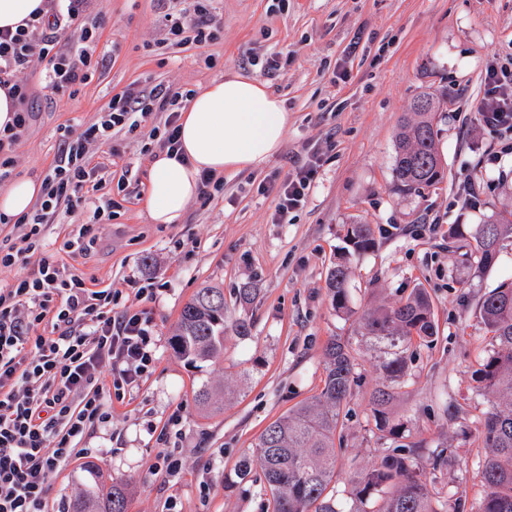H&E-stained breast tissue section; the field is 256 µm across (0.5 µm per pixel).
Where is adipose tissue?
<instances>
[{"label": "adipose tissue", "instance_id": "1", "mask_svg": "<svg viewBox=\"0 0 512 512\" xmlns=\"http://www.w3.org/2000/svg\"><path fill=\"white\" fill-rule=\"evenodd\" d=\"M180 141L186 156H150L142 205L154 224H176L196 197L202 170L237 174L266 165L279 153L288 127L284 101L266 84L238 75L212 80L184 110ZM41 185L19 178L0 191V216L15 219L29 212Z\"/></svg>", "mask_w": 512, "mask_h": 512}]
</instances>
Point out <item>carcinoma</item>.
I'll list each match as a JSON object with an SVG mask.
<instances>
[{
  "label": "carcinoma",
  "mask_w": 512,
  "mask_h": 512,
  "mask_svg": "<svg viewBox=\"0 0 512 512\" xmlns=\"http://www.w3.org/2000/svg\"><path fill=\"white\" fill-rule=\"evenodd\" d=\"M439 98L422 93L414 101V117L401 126L393 168L394 189L402 195L418 193L440 183L444 169L436 149L437 130L433 112ZM457 248H474L483 267L495 263L501 243L512 240V211L490 217L471 231L462 224L449 231ZM352 253L361 256L375 246L371 225L353 224L347 230ZM349 268L337 264L327 273L331 306L348 309ZM484 328L496 347L472 375L477 389L492 410L485 418L483 444L487 449L481 476L486 487L477 512H512V282L501 283L485 294L479 304ZM361 336L373 340L383 357L379 363L386 383L371 399L378 440L395 446L380 449L369 466L353 479V507H339L329 487L335 475L336 441L341 439L346 406L358 385L357 358L348 338L333 336L324 352L323 386L272 423L259 436L254 457L261 470L263 495L269 512H461L459 500H438L417 462L419 444L399 443L406 438V422L391 412L400 396V380L407 374L410 349L436 333L430 298L414 288L406 299L365 311ZM250 332L244 320L229 321L224 289L200 288L183 308L176 334L175 353L195 366L224 353V334ZM198 405L211 411L214 388L205 381L195 392ZM127 489L116 483H94L73 504L72 512H127Z\"/></svg>",
  "instance_id": "obj_1"
}]
</instances>
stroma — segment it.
I'll return each instance as SVG.
<instances>
[{
    "label": "stroma",
    "mask_w": 512,
    "mask_h": 512,
    "mask_svg": "<svg viewBox=\"0 0 512 512\" xmlns=\"http://www.w3.org/2000/svg\"><path fill=\"white\" fill-rule=\"evenodd\" d=\"M223 21L208 45L165 46L162 11L152 0H96L97 52L105 66L74 97L39 100L37 119L16 152L13 178L42 179L65 131H80L112 95L151 80L199 91L227 73L265 83L284 100L288 127L281 151L262 168L228 175L208 204L192 200L180 223L153 224L142 209L148 178L145 129L116 133L108 171L125 176L130 201L105 225L95 250L67 260L89 287L122 289L155 325L156 361L138 389L113 402L112 423L84 441L104 482L125 483L128 512H265L266 500L239 466L266 426L322 386L323 350L350 338L361 375L344 421L345 442L332 482L350 506L352 472L379 446L370 397L382 380L380 352L361 336L360 317L427 291L437 334L417 347L401 382L396 413L420 443L419 465L442 496L474 512L484 495L479 467L489 405L472 372L494 340L481 328L477 304L512 278V242L495 264L478 267L450 247L448 228L477 225L512 209V155L483 127L474 105L490 59L512 57V0H215ZM290 50L275 75L264 60ZM424 92L440 95L437 149L445 177L403 196L393 190L396 134L404 113ZM323 163L305 206L287 224L272 223L275 190L295 161ZM369 224L373 251L353 260L349 312L333 310L326 276L346 228ZM152 277L155 299L137 302L135 280ZM223 288L231 319L250 333H227L224 356L189 367L171 345L175 324L198 288ZM254 289L250 302L238 291ZM227 384L220 410L202 412V382ZM178 423H171V416ZM182 467L157 469L160 429ZM447 448L452 464L435 475L430 462ZM91 481L83 463L63 468L50 497L70 512Z\"/></svg>",
    "instance_id": "35a3bbf8"
}]
</instances>
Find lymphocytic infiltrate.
Instances as JSON below:
<instances>
[{"label": "lymphocytic infiltrate", "instance_id": "lymphocytic-infiltrate-1", "mask_svg": "<svg viewBox=\"0 0 512 512\" xmlns=\"http://www.w3.org/2000/svg\"><path fill=\"white\" fill-rule=\"evenodd\" d=\"M92 0H45L15 29L0 30V88L17 108L0 129V180L35 119L39 91L25 73L41 67L44 90L53 96L87 83L103 66L97 58L100 22ZM166 9L167 40L181 46L217 40L222 28L211 0L192 9ZM185 96L158 83L113 96L98 118L77 137H64L55 166L42 180L36 210L21 216L17 236L0 238V267L31 264L26 275L0 285V512H49L52 482L61 469L87 456L81 443L112 420V403L140 385L154 364V325L146 311L120 307L117 288L88 287L83 275L67 271L60 255H87L119 206L105 193L104 166L93 147L110 144L123 129L149 126L159 150L179 149V119ZM482 125L498 134L512 153V61L486 65L483 94L475 105ZM319 156L296 163L276 190L272 221L287 223L304 207ZM86 208L59 248L48 249L46 226L58 212Z\"/></svg>", "mask_w": 512, "mask_h": 512}]
</instances>
